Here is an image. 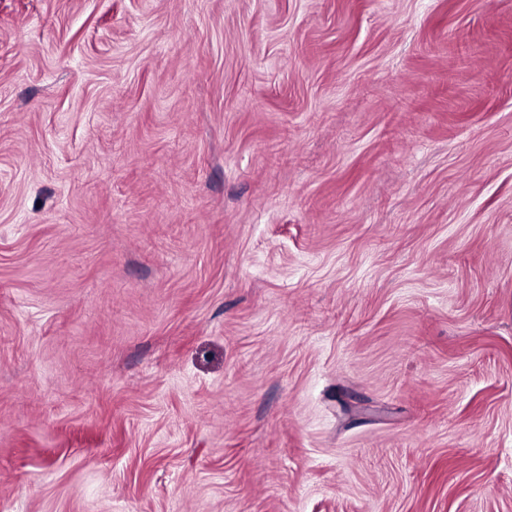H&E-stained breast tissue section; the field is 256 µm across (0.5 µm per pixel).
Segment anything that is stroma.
Returning a JSON list of instances; mask_svg holds the SVG:
<instances>
[{
  "instance_id": "stroma-1",
  "label": "stroma",
  "mask_w": 512,
  "mask_h": 512,
  "mask_svg": "<svg viewBox=\"0 0 512 512\" xmlns=\"http://www.w3.org/2000/svg\"><path fill=\"white\" fill-rule=\"evenodd\" d=\"M0 512H512V0H0Z\"/></svg>"
}]
</instances>
